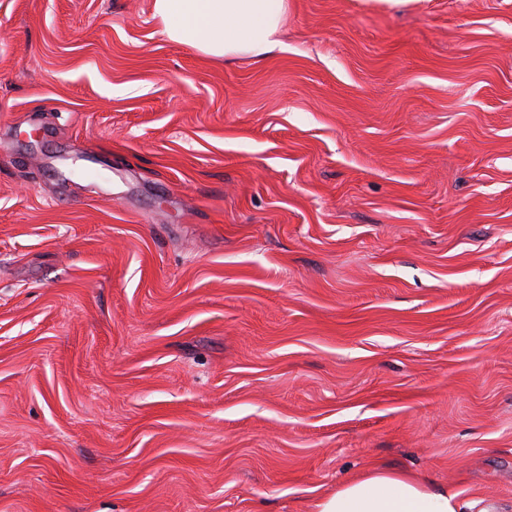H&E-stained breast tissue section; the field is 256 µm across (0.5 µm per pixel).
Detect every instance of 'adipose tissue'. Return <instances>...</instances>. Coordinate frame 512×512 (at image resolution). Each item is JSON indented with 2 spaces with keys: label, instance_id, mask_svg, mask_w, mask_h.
Listing matches in <instances>:
<instances>
[{
  "label": "adipose tissue",
  "instance_id": "adipose-tissue-1",
  "mask_svg": "<svg viewBox=\"0 0 512 512\" xmlns=\"http://www.w3.org/2000/svg\"><path fill=\"white\" fill-rule=\"evenodd\" d=\"M167 38L217 60L259 59L282 47L288 0H153ZM458 493L379 469L323 496L316 512H462Z\"/></svg>",
  "mask_w": 512,
  "mask_h": 512
}]
</instances>
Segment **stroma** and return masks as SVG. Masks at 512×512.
<instances>
[{"label":"stroma","mask_w":512,"mask_h":512,"mask_svg":"<svg viewBox=\"0 0 512 512\" xmlns=\"http://www.w3.org/2000/svg\"><path fill=\"white\" fill-rule=\"evenodd\" d=\"M0 0V512H512V0ZM167 38L206 57L260 59L277 48L288 0H153ZM457 492L393 470H373L347 481L316 503V512H464Z\"/></svg>","instance_id":"stroma-1"}]
</instances>
